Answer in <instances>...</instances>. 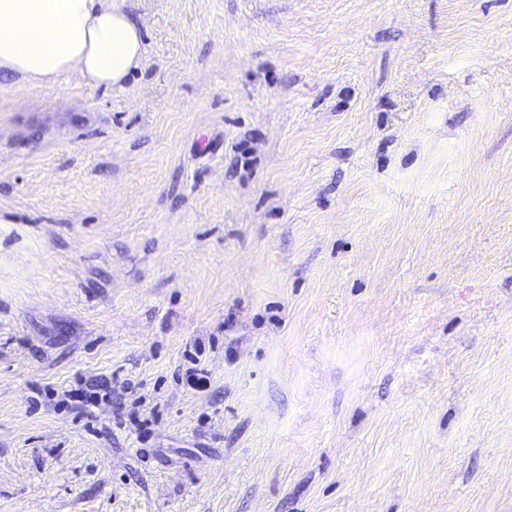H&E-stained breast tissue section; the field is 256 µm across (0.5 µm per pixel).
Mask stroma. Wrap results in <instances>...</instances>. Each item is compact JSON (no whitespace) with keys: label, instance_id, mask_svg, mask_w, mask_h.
<instances>
[{"label":"stroma","instance_id":"obj_1","mask_svg":"<svg viewBox=\"0 0 512 512\" xmlns=\"http://www.w3.org/2000/svg\"><path fill=\"white\" fill-rule=\"evenodd\" d=\"M113 3L0 79V512H512V0ZM143 59L141 25L110 0H0V77L46 86L75 72L112 89Z\"/></svg>","mask_w":512,"mask_h":512}]
</instances>
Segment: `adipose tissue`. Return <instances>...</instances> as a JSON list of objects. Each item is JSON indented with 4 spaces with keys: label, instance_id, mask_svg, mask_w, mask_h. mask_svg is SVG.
<instances>
[{
    "label": "adipose tissue",
    "instance_id": "1",
    "mask_svg": "<svg viewBox=\"0 0 512 512\" xmlns=\"http://www.w3.org/2000/svg\"><path fill=\"white\" fill-rule=\"evenodd\" d=\"M143 59L140 24L110 0H0V77L46 86L76 73L111 89Z\"/></svg>",
    "mask_w": 512,
    "mask_h": 512
}]
</instances>
